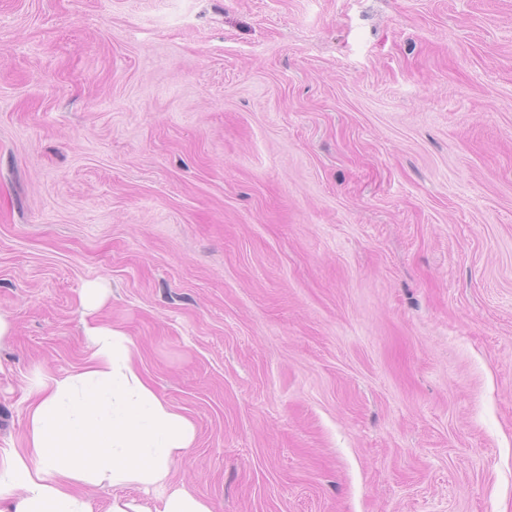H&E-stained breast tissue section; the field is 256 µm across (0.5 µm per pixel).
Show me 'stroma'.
I'll return each instance as SVG.
<instances>
[{
	"instance_id": "obj_1",
	"label": "stroma",
	"mask_w": 512,
	"mask_h": 512,
	"mask_svg": "<svg viewBox=\"0 0 512 512\" xmlns=\"http://www.w3.org/2000/svg\"><path fill=\"white\" fill-rule=\"evenodd\" d=\"M214 512H512V0H0V449L80 297Z\"/></svg>"
}]
</instances>
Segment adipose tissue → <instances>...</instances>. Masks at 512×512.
Segmentation results:
<instances>
[{"instance_id": "obj_1", "label": "adipose tissue", "mask_w": 512, "mask_h": 512, "mask_svg": "<svg viewBox=\"0 0 512 512\" xmlns=\"http://www.w3.org/2000/svg\"><path fill=\"white\" fill-rule=\"evenodd\" d=\"M84 329L90 352L83 363L29 384L23 446L0 450V512H94L86 488L165 484L193 445L192 421L154 391L130 337L96 320ZM108 512L214 510L183 486L160 507L116 497Z\"/></svg>"}]
</instances>
